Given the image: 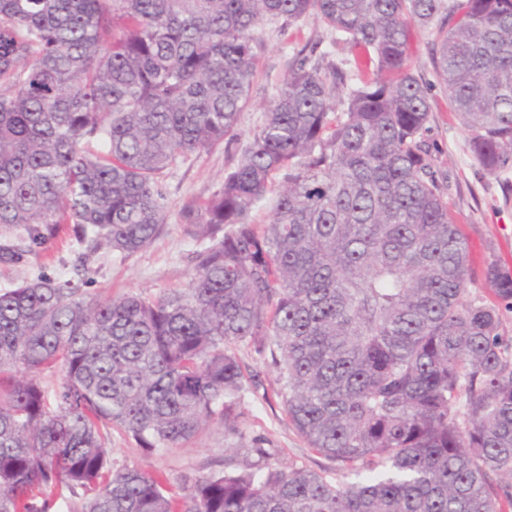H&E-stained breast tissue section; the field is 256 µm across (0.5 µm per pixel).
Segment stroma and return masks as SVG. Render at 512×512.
<instances>
[{
    "label": "stroma",
    "instance_id": "1",
    "mask_svg": "<svg viewBox=\"0 0 512 512\" xmlns=\"http://www.w3.org/2000/svg\"><path fill=\"white\" fill-rule=\"evenodd\" d=\"M327 36L323 26L312 20L285 29L275 24L265 26L256 47L251 101L240 119L242 138H249L260 124L265 109L288 75L295 47ZM434 40V30L416 32L410 44V61L415 72L434 84L429 137L438 148L435 163L448 176V205L467 239L472 273L467 297L473 300L489 294L483 277L489 263L502 268L512 266V194H504L502 189L503 182H512V171L491 175L482 171L475 160L468 131L451 112L441 87L435 84ZM240 151L236 144L231 149L218 148L178 164L167 178L171 213L162 235L147 250L128 258L101 249L92 262L94 282L89 285V292L108 300L125 293L155 295L185 287L191 271L189 256L195 244L185 236L177 220L179 205L186 198L208 197L225 172L234 167ZM77 249L73 239L56 240L40 257L30 258L25 272L31 277L42 271L73 277L72 261ZM237 354L246 376L261 386L260 391L246 393L241 402L245 412L243 438L225 434L223 424L214 422L180 447L149 453L116 429L107 448L113 466L129 465L160 472L176 484L184 477L245 466L254 461L251 447L260 438L269 448L273 464L304 467L334 479L332 463L309 448L289 422L276 395V369L247 346L238 347Z\"/></svg>",
    "mask_w": 512,
    "mask_h": 512
}]
</instances>
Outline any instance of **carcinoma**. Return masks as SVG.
<instances>
[{"mask_svg": "<svg viewBox=\"0 0 512 512\" xmlns=\"http://www.w3.org/2000/svg\"><path fill=\"white\" fill-rule=\"evenodd\" d=\"M307 18L328 49L296 51L233 170L178 211L202 243L186 286L89 297L99 249L128 258L164 231L171 170L238 140L255 32ZM437 20L435 71L471 152L512 168V0H0V265L70 234L82 272L0 289V512H60L58 487L67 512L512 508V275L488 265L494 301L467 299L431 84L409 57L411 28ZM341 42L356 55L337 64ZM241 344L270 353L336 480L260 448L176 487L114 468V428L149 451L210 420L239 434Z\"/></svg>", "mask_w": 512, "mask_h": 512, "instance_id": "cac0c4a2", "label": "carcinoma"}]
</instances>
